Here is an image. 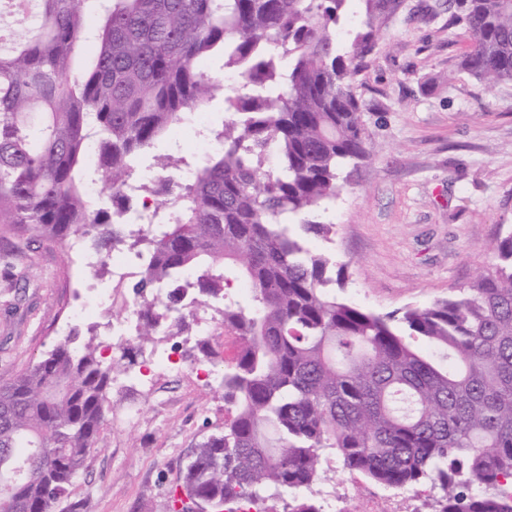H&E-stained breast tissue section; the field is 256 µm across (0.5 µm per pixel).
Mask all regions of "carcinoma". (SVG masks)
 I'll list each match as a JSON object with an SVG mask.
<instances>
[{
  "mask_svg": "<svg viewBox=\"0 0 512 512\" xmlns=\"http://www.w3.org/2000/svg\"><path fill=\"white\" fill-rule=\"evenodd\" d=\"M349 2L36 0L0 51V229L87 239L101 277L115 250L142 260L139 327L116 355L74 335L0 383V512H49L98 447L112 379L199 308L239 351L222 373L224 431L194 449L170 512H271L287 491L285 512H321L333 456L388 487L440 490L438 512H512V229L458 294L400 316L339 298L344 266L300 234L329 233L302 216L369 155L351 79L392 3L363 0L344 41ZM451 5L448 24L473 35L460 68L512 81V0ZM217 55L228 84L203 67ZM218 91L222 147L193 180L139 179L188 167L150 151ZM90 170L109 202L91 203Z\"/></svg>",
  "mask_w": 512,
  "mask_h": 512,
  "instance_id": "cac0c4a2",
  "label": "carcinoma"
}]
</instances>
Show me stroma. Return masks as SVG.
<instances>
[{"label":"stroma","mask_w":512,"mask_h":512,"mask_svg":"<svg viewBox=\"0 0 512 512\" xmlns=\"http://www.w3.org/2000/svg\"><path fill=\"white\" fill-rule=\"evenodd\" d=\"M473 36L448 24L445 0H401L374 53L352 82L362 104L370 157L359 163L326 209L331 225L308 235L312 251L346 265L342 295L380 314L428 305L467 286L492 263L490 242L512 225V81L487 87L458 67ZM93 278L61 243L33 233L0 234V380L42 359L70 331L86 334L73 308ZM196 320L173 347L176 364L158 388L111 389L99 447L50 512H168L193 448L224 429L216 388L231 335L213 322L210 354ZM211 371L202 381L197 367ZM135 422H127L129 407ZM324 483L341 512L371 501L381 512H437L420 487L390 488L333 459Z\"/></svg>","instance_id":"stroma-1"}]
</instances>
